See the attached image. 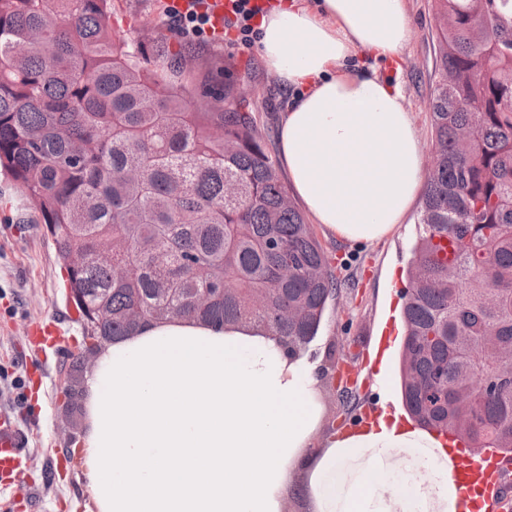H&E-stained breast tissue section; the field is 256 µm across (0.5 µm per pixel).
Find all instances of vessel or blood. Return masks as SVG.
Listing matches in <instances>:
<instances>
[{
    "label": "vessel or blood",
    "instance_id": "b4317fda",
    "mask_svg": "<svg viewBox=\"0 0 512 512\" xmlns=\"http://www.w3.org/2000/svg\"><path fill=\"white\" fill-rule=\"evenodd\" d=\"M27 461V448L14 417L0 415V490H9L19 481ZM507 458L474 455L454 449L448 467L459 489L455 512H498V479L511 465Z\"/></svg>",
    "mask_w": 512,
    "mask_h": 512
}]
</instances>
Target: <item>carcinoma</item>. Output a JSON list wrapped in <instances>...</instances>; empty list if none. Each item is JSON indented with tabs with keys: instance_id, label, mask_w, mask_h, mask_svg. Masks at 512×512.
<instances>
[{
	"instance_id": "obj_1",
	"label": "carcinoma",
	"mask_w": 512,
	"mask_h": 512,
	"mask_svg": "<svg viewBox=\"0 0 512 512\" xmlns=\"http://www.w3.org/2000/svg\"><path fill=\"white\" fill-rule=\"evenodd\" d=\"M109 9L0 0V171L45 225L80 318L95 317L103 343L148 322L244 321L301 357L337 283L311 225L284 203L253 113L230 84L190 108L181 79L192 53L150 68L141 43L112 38ZM434 10L442 163L427 174L408 270L401 395L418 426L512 454V367L466 407L427 404L440 372L457 381L474 356L512 347V0ZM109 240L120 279L95 259Z\"/></svg>"
}]
</instances>
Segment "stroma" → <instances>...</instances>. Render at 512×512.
I'll use <instances>...</instances> for the list:
<instances>
[{"label":"stroma","instance_id":"obj_1","mask_svg":"<svg viewBox=\"0 0 512 512\" xmlns=\"http://www.w3.org/2000/svg\"><path fill=\"white\" fill-rule=\"evenodd\" d=\"M408 7L412 36L398 80L428 146L437 22L432 0H408ZM165 9V0H112L113 38L144 42L153 65L168 62L183 40L170 29ZM193 51L195 66L182 82L188 104L200 105L201 91L220 80L250 85L254 94L249 110L269 150H276L286 94L263 67L253 45L218 39L194 45ZM418 215V209H411L392 235L366 248L341 243L322 227L314 229L338 285L318 337L303 356L321 374L325 432L348 429L384 406L392 411L402 407L397 358H390L383 371L372 354L391 326L401 322L409 288L407 269L420 234ZM63 277L44 225L24 209L13 182L0 175V377L24 376L30 356L25 330L32 322L56 321L66 342L62 353L48 354L41 383L22 403L14 402L0 380V414L14 416L29 437L27 472L16 491L0 493V512H92L94 508L74 445L64 442L57 431L67 370L84 349L81 326L65 298Z\"/></svg>","mask_w":512,"mask_h":512}]
</instances>
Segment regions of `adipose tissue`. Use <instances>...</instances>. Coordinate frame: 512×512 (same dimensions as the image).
<instances>
[{
  "label": "adipose tissue",
  "instance_id": "1",
  "mask_svg": "<svg viewBox=\"0 0 512 512\" xmlns=\"http://www.w3.org/2000/svg\"><path fill=\"white\" fill-rule=\"evenodd\" d=\"M410 36L407 0H284L254 32L293 91L279 157L294 195L354 247L390 235L424 179L404 94L379 70L400 66ZM87 385L80 454L96 512H282L298 468L312 471L315 512H453L443 440L386 410L320 439L317 371L250 324L147 323L104 343Z\"/></svg>",
  "mask_w": 512,
  "mask_h": 512
}]
</instances>
